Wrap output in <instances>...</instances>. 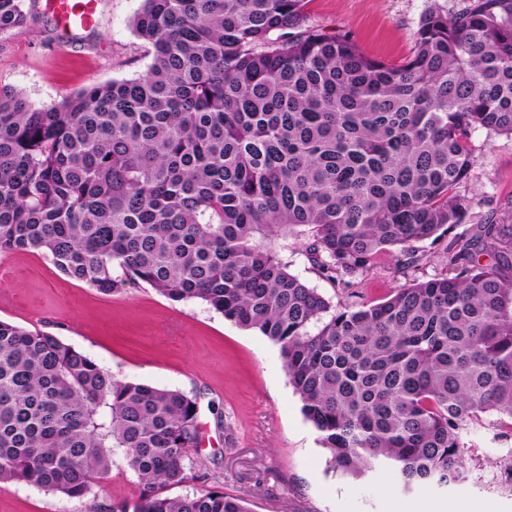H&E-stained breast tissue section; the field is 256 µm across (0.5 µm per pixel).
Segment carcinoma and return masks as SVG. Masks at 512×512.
<instances>
[{
	"instance_id": "obj_1",
	"label": "carcinoma",
	"mask_w": 512,
	"mask_h": 512,
	"mask_svg": "<svg viewBox=\"0 0 512 512\" xmlns=\"http://www.w3.org/2000/svg\"><path fill=\"white\" fill-rule=\"evenodd\" d=\"M306 0H142L146 72L50 109L0 87V253L39 251L103 294L141 281L279 347L331 467L406 487L464 478L461 438L512 429V224L455 234L474 131L512 135V0L420 22L390 65L307 22ZM0 0V32L23 31ZM306 235L320 276L445 271L336 307L272 242ZM488 255L492 262L482 264ZM198 403L122 381L58 337L0 320V488L80 499L119 450L139 493L111 512H250L197 479Z\"/></svg>"
}]
</instances>
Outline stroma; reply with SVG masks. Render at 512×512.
Instances as JSON below:
<instances>
[{
    "instance_id": "1",
    "label": "stroma",
    "mask_w": 512,
    "mask_h": 512,
    "mask_svg": "<svg viewBox=\"0 0 512 512\" xmlns=\"http://www.w3.org/2000/svg\"><path fill=\"white\" fill-rule=\"evenodd\" d=\"M470 0H309V24L349 34L368 56L397 64L416 47L429 10L454 15ZM142 0H102L96 26L67 39L55 29L44 0H24L25 32L0 33V87L21 92L35 107L58 105L92 84L143 74L148 47L131 22ZM473 164L458 192L470 202L467 227L512 224V135L475 131ZM301 238L276 239L292 273L336 306L384 299L444 268L443 249L423 242L428 262L394 273L381 256L365 275L330 281L314 269ZM0 320L40 330L72 345L116 378L180 391L198 401V444L207 486L245 498L251 512H446L464 497L490 512H512V484L501 473L512 461V432L493 424L465 433V478L440 489L403 492L376 469L355 479L333 472L329 454L305 420L277 345L204 304L174 302L151 286L128 283L105 295L62 275L36 251L0 254ZM138 478L116 458L108 479L83 499L24 482L0 490V512H108L133 498Z\"/></svg>"
}]
</instances>
